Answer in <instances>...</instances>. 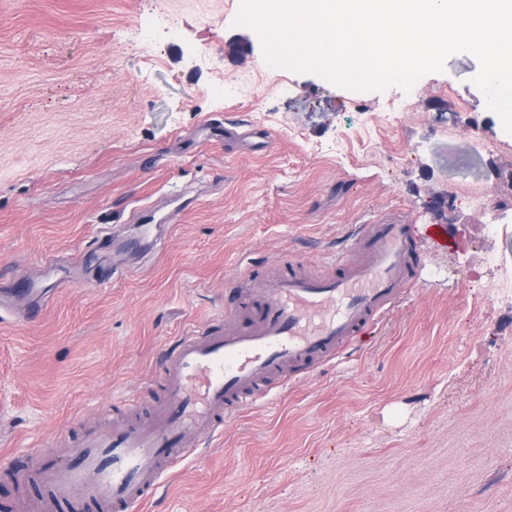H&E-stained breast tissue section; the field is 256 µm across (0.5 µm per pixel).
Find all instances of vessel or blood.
<instances>
[{
	"label": "vessel or blood",
	"instance_id": "obj_1",
	"mask_svg": "<svg viewBox=\"0 0 512 512\" xmlns=\"http://www.w3.org/2000/svg\"><path fill=\"white\" fill-rule=\"evenodd\" d=\"M335 271L312 278L293 259L273 276L244 264L225 310L230 326H195L162 357L163 398L148 421L99 423L64 447L41 450L38 474L11 468L20 488L40 487L41 512H140L188 438L211 441L225 417L270 393L263 381L314 370L339 357L353 336L381 319L412 283L422 258L410 224H360Z\"/></svg>",
	"mask_w": 512,
	"mask_h": 512
}]
</instances>
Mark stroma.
I'll return each instance as SVG.
<instances>
[{
  "label": "stroma",
  "mask_w": 512,
  "mask_h": 512,
  "mask_svg": "<svg viewBox=\"0 0 512 512\" xmlns=\"http://www.w3.org/2000/svg\"><path fill=\"white\" fill-rule=\"evenodd\" d=\"M237 12L0 0V287L50 292L36 322L0 312V453L34 470L102 408L149 406L243 261L323 270L353 225L414 224L413 289L347 361L225 423L143 512H512V134L478 61L353 91L268 66Z\"/></svg>",
  "instance_id": "1"
}]
</instances>
